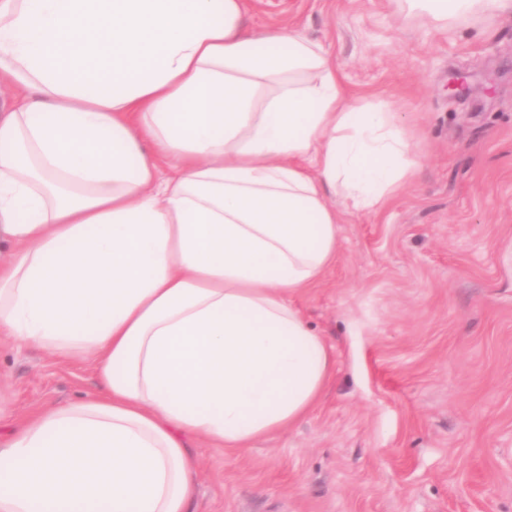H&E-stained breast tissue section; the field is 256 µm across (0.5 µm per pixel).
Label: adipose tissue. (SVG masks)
Listing matches in <instances>:
<instances>
[{"instance_id":"adipose-tissue-1","label":"adipose tissue","mask_w":512,"mask_h":512,"mask_svg":"<svg viewBox=\"0 0 512 512\" xmlns=\"http://www.w3.org/2000/svg\"><path fill=\"white\" fill-rule=\"evenodd\" d=\"M405 2L433 28L512 11ZM245 15L0 0V333L93 357L99 389L0 441V512H189L188 437L249 448L328 384L293 298L335 261L339 209L401 188L411 142L352 101L321 43Z\"/></svg>"}]
</instances>
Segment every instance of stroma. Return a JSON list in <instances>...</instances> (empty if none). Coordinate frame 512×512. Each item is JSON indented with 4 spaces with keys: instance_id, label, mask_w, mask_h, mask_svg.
Listing matches in <instances>:
<instances>
[{
    "instance_id": "stroma-1",
    "label": "stroma",
    "mask_w": 512,
    "mask_h": 512,
    "mask_svg": "<svg viewBox=\"0 0 512 512\" xmlns=\"http://www.w3.org/2000/svg\"><path fill=\"white\" fill-rule=\"evenodd\" d=\"M300 30L356 104L389 106L413 174L343 215L294 299L333 356L308 416L243 451L194 437L190 512H512V13L445 30L397 0H247ZM97 392L95 363L0 333V439Z\"/></svg>"
}]
</instances>
